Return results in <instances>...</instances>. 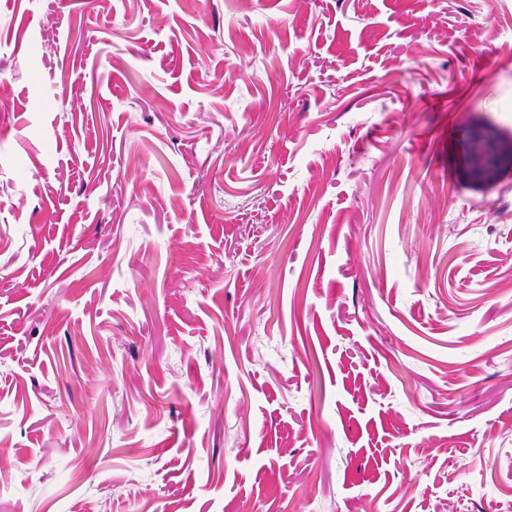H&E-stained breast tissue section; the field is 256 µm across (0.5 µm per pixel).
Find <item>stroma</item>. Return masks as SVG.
<instances>
[{"instance_id":"stroma-1","label":"stroma","mask_w":512,"mask_h":512,"mask_svg":"<svg viewBox=\"0 0 512 512\" xmlns=\"http://www.w3.org/2000/svg\"><path fill=\"white\" fill-rule=\"evenodd\" d=\"M512 0H0V512H512ZM471 163L465 177L475 189L494 186L504 167L512 170V139H499L493 131L483 128L472 140Z\"/></svg>"}]
</instances>
